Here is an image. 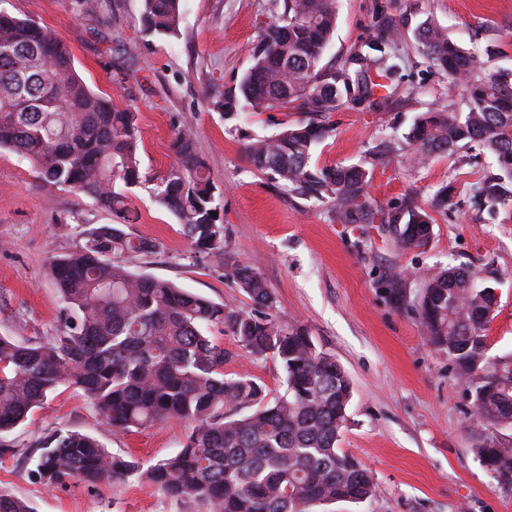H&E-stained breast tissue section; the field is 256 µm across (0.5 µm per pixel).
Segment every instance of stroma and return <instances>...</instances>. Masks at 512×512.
<instances>
[{"label":"stroma","mask_w":512,"mask_h":512,"mask_svg":"<svg viewBox=\"0 0 512 512\" xmlns=\"http://www.w3.org/2000/svg\"><path fill=\"white\" fill-rule=\"evenodd\" d=\"M0 6L53 29L84 81L116 107L138 114L144 179L128 192L138 216L129 230L152 241L155 250L123 255L121 264L248 312L254 305L229 276L224 257L192 254L175 216L153 197L174 161L176 129H194L221 192L225 256L251 264L274 297L279 321L306 326L352 380L339 447L371 474L375 491L360 503L333 504L331 512H512V489L499 484L474 452L484 430L465 387L446 353L428 344L412 306L422 274L467 268L496 295L489 355L512 351V205L491 216L473 198L472 186L498 172L481 147L438 154L421 165L412 162L404 139L421 113L468 108L458 84L417 53L418 25L435 19L462 47L481 54L485 70L512 68V0H338L325 63L342 66L363 41L390 28L398 32L400 69L381 108L344 101L328 114L333 132L316 147L312 165L368 164L378 210L410 200L429 207L438 189L451 186L453 205L432 210L428 244L408 251L396 250L377 225L341 223L333 202L291 195L248 161L250 139L296 122L298 112L227 118L211 107L215 93L237 90L251 65V47L276 15L275 0H182L173 37L143 33L142 0H100L91 15L81 13L76 0H5ZM125 43L137 45L133 58L122 55ZM384 144L395 149L389 164L372 163ZM111 221L91 198L44 186L28 162L0 151V334L45 341L57 333L62 304L47 264L79 248V227ZM391 267L407 279L410 306H396L388 296L382 277ZM216 339L238 354L225 365L226 375L250 374L270 398L283 392L285 375L275 358L240 355L228 333ZM58 429L93 434L111 452L144 462L176 452L189 432L178 421L115 431L77 391L59 389L0 440L6 446L0 452V491L24 499L33 512H212L133 479L44 486L30 473L24 453Z\"/></svg>","instance_id":"1"}]
</instances>
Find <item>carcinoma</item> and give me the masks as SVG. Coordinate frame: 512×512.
<instances>
[{
	"mask_svg": "<svg viewBox=\"0 0 512 512\" xmlns=\"http://www.w3.org/2000/svg\"><path fill=\"white\" fill-rule=\"evenodd\" d=\"M142 2L144 33H178L181 0ZM336 3L283 0L251 50L239 94L220 95L212 106L227 116L274 109L305 114L247 144L249 161L291 194L336 202L342 223L364 224L375 218L370 171L362 164L316 169L312 154L330 136L325 117L342 99L369 107L387 103L399 65L392 31L365 40L342 68L322 64ZM415 38L423 58L462 82L468 111L418 116L406 135L414 159L476 144L495 158L500 175L478 183L473 197L492 210L511 203L512 70L484 71L474 53L429 19ZM139 143L137 113L93 91L53 31L0 10V150L28 161L44 185L89 196L114 220L83 229L79 249L48 264L62 303V330L48 341L0 335V436L66 386L81 391L113 429L177 419L190 432L178 452L145 467L109 452L90 434L55 431L30 453L31 473L46 486L134 478L171 499L208 503L214 512H328L338 501L371 498L372 476L338 448L350 377L307 328L277 320L274 298L254 267L228 264L257 313L226 308L169 279L132 273L118 261L154 248L126 230V191L142 183ZM171 147L174 162L154 189L156 202L178 219L193 254L222 257L217 187L194 132L178 129ZM431 220L422 207L406 205L381 213L379 229L396 248L411 250L426 246ZM385 285L395 302L405 300L402 273L385 274ZM495 312L492 289L477 286L467 269L424 277L418 315L427 340L448 355L469 388L487 431L477 456L512 489V440L498 436L512 430V351L487 355ZM215 328L252 357L273 355L285 373L284 392L268 400L250 375L224 374L238 354L216 341ZM0 512L32 510L25 500L0 494Z\"/></svg>",
	"mask_w": 512,
	"mask_h": 512,
	"instance_id": "cac0c4a2",
	"label": "carcinoma"
}]
</instances>
